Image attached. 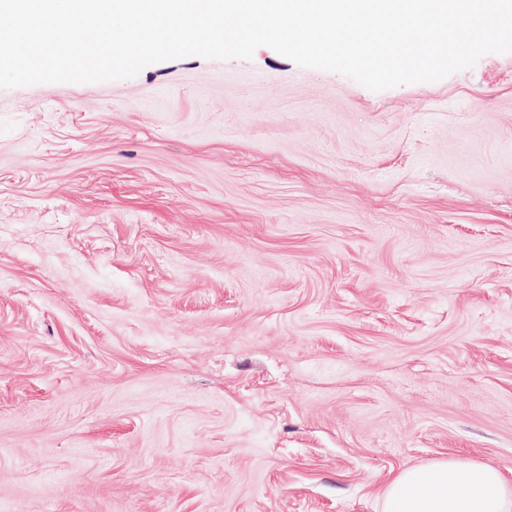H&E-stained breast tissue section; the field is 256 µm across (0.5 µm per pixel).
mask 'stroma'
Returning <instances> with one entry per match:
<instances>
[{
    "instance_id": "35a3bbf8",
    "label": "stroma",
    "mask_w": 512,
    "mask_h": 512,
    "mask_svg": "<svg viewBox=\"0 0 512 512\" xmlns=\"http://www.w3.org/2000/svg\"><path fill=\"white\" fill-rule=\"evenodd\" d=\"M448 457L512 484V53L0 89V512H381Z\"/></svg>"
}]
</instances>
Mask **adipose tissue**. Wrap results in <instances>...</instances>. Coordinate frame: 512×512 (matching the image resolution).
Returning <instances> with one entry per match:
<instances>
[{
  "label": "adipose tissue",
  "mask_w": 512,
  "mask_h": 512,
  "mask_svg": "<svg viewBox=\"0 0 512 512\" xmlns=\"http://www.w3.org/2000/svg\"><path fill=\"white\" fill-rule=\"evenodd\" d=\"M382 512H512V485L493 466L437 460L393 476L383 494Z\"/></svg>",
  "instance_id": "adipose-tissue-1"
}]
</instances>
